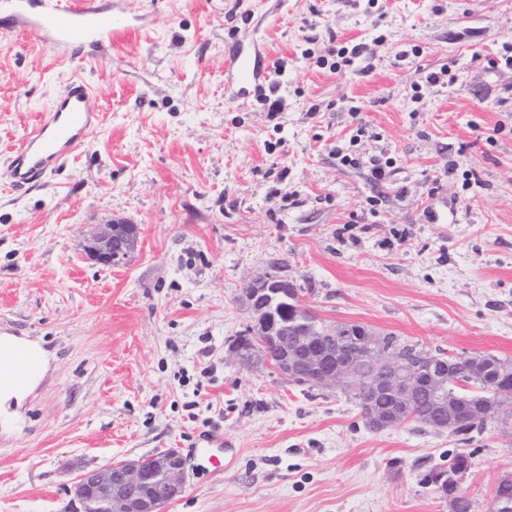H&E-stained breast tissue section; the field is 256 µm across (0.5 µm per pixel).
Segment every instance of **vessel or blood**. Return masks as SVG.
I'll use <instances>...</instances> for the list:
<instances>
[{"label":"vessel or blood","instance_id":"b4317fda","mask_svg":"<svg viewBox=\"0 0 512 512\" xmlns=\"http://www.w3.org/2000/svg\"><path fill=\"white\" fill-rule=\"evenodd\" d=\"M11 17L31 20L51 42L75 56L110 39L117 30L112 14L96 0H81L79 6L60 0H0ZM236 93L267 77L268 69L258 56H236ZM98 98L83 77H71L54 98L48 111L10 155L9 179L15 190H25L54 175L72 151L85 141L99 123Z\"/></svg>","mask_w":512,"mask_h":512}]
</instances>
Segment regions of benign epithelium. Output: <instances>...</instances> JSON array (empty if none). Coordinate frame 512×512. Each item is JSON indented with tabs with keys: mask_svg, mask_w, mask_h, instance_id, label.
I'll list each match as a JSON object with an SVG mask.
<instances>
[{
	"mask_svg": "<svg viewBox=\"0 0 512 512\" xmlns=\"http://www.w3.org/2000/svg\"><path fill=\"white\" fill-rule=\"evenodd\" d=\"M121 226L107 223L96 239L93 251L97 260L110 265L116 259L113 252L123 249L119 236ZM327 330L315 329L306 316L294 319L282 327V334L292 336L294 357L288 362V373L303 377L319 387L343 386L359 391L366 380L359 378V359H344V352L336 343L325 344ZM265 351L234 349L232 358L242 366H249L255 357ZM485 354L464 355L452 365L448 360L429 355L424 367L417 369L398 361L379 357L383 366L381 381L390 394L394 408L387 414L372 415L368 425L374 431H383L401 425L414 417L412 404L417 390L437 391L448 378L462 368L485 365ZM461 413L456 400L434 398L426 416L445 425L454 423ZM187 483L186 460L175 448L154 453L148 457L109 463L84 471L74 485V497L80 504L78 512H161L162 507L180 497Z\"/></svg>",
	"mask_w": 512,
	"mask_h": 512,
	"instance_id": "7a95c632",
	"label": "benign epithelium"
}]
</instances>
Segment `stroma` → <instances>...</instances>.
Segmentation results:
<instances>
[{
  "label": "stroma",
  "instance_id": "stroma-1",
  "mask_svg": "<svg viewBox=\"0 0 512 512\" xmlns=\"http://www.w3.org/2000/svg\"><path fill=\"white\" fill-rule=\"evenodd\" d=\"M122 8L129 29L75 58L0 13V336L43 362L0 397V512H74L84 467L168 448L188 479L162 512H451L420 477L452 452L471 454L460 489L490 512L512 419L374 432L342 387L230 350L255 324L247 288L277 275L325 329L512 361V67L488 65L512 44V0ZM330 43L367 44L372 70L320 64ZM239 47L283 62L277 116L231 98ZM75 75L99 126L46 184L13 190L8 156ZM107 221L137 229L114 265L91 253ZM210 434L232 445L220 476Z\"/></svg>",
  "mask_w": 512,
  "mask_h": 512
}]
</instances>
